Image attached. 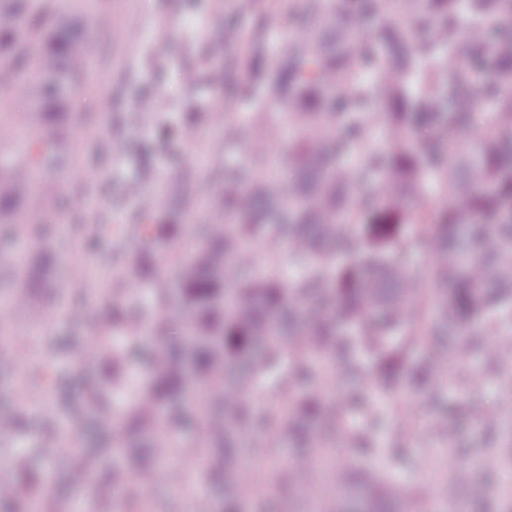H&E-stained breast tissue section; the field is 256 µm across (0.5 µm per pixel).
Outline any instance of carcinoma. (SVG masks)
<instances>
[{
	"label": "carcinoma",
	"mask_w": 512,
	"mask_h": 512,
	"mask_svg": "<svg viewBox=\"0 0 512 512\" xmlns=\"http://www.w3.org/2000/svg\"><path fill=\"white\" fill-rule=\"evenodd\" d=\"M312 22L284 40L269 61L260 33L251 40L248 79L238 94L259 92L264 110L286 108L301 136L288 166L263 179L250 168L224 175L222 209L196 227V243L175 246L156 206L141 204L132 231L138 251L112 286V314L96 325L93 348L70 351L84 376L60 378L55 412L102 441L76 458L106 483L89 512H152L130 490L158 474L166 449L188 432L182 454L202 467L176 479L220 481L219 498L199 496L194 512H246V500L275 488L328 491L356 485L358 512H398L387 475L360 456L339 455L318 478L311 460L326 448H375L382 424L367 393L400 397L393 437L421 422L448 437V363L470 397L468 413L505 439L489 467L512 457V405L479 397L488 372L512 368V0H464L470 24L457 23L459 0H299ZM35 0L0 7V49L36 76L35 90L0 67V84L32 103L31 164L0 167V245L49 226L35 173L51 172L69 128L56 122L59 86L85 71V40L63 29L45 35ZM427 35L416 38L413 29ZM494 61V82L474 72ZM373 70L377 80L365 72ZM383 129L388 147H368ZM471 137L478 151L455 155ZM260 244L255 253L250 244ZM39 256L6 273L16 306L52 315L40 296L58 288L57 258L44 239ZM426 261L414 265L409 255ZM166 254L165 270L156 267ZM297 274L289 277L284 266ZM149 295L142 301L137 289ZM141 367L143 399L117 404ZM260 389L262 408L252 399ZM27 418L0 412V434ZM299 449L286 469L253 480L243 455ZM0 494L27 512L34 477L15 462Z\"/></svg>",
	"instance_id": "1"
}]
</instances>
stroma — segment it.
<instances>
[{
  "label": "stroma",
  "instance_id": "35a3bbf8",
  "mask_svg": "<svg viewBox=\"0 0 512 512\" xmlns=\"http://www.w3.org/2000/svg\"><path fill=\"white\" fill-rule=\"evenodd\" d=\"M64 16L47 12L45 30L57 28L58 19L68 27L92 33L88 53L94 61L76 84L64 106V119L73 136L63 163L43 185V199L58 213L59 221L47 240L53 253L85 267L87 283L94 288L98 303L87 306L92 315L103 313L108 290L121 255L112 251L118 235L137 218L140 200L149 193L160 194L163 217L175 224H202L206 208L196 202L198 183L223 184L226 171L255 168L268 174L288 160L291 141L281 136L272 145L268 161L255 163L246 141L224 144L219 130L203 126L193 141L182 139L188 113L212 111L222 102L228 119L244 132H251L255 102L243 100L233 91L234 73L229 62L250 60V37L259 28L269 37H280L302 20H289V0H252L249 8L236 0H224L216 12L213 0H66ZM195 71L203 83L196 89L183 84V71ZM108 73L109 83L96 77ZM178 164L191 176L187 185H165V172ZM106 224L110 233L99 237L96 247L81 245L83 227ZM29 333L25 355L14 358L19 379L25 378L42 356L45 337L66 344L76 335V325L64 314L52 324L29 326L23 312L15 308L0 313V353H10L14 331ZM16 384L0 387V411L10 409L22 395ZM466 393L449 391L448 427L459 447L430 444L426 434L404 442L399 461L389 469L394 485L407 492L402 512H455L464 502L469 512H503L506 498L502 487L512 483V470L482 466L484 434L463 413ZM41 414L30 415L26 430L0 439V466L12 467L18 450L34 456L35 469L55 472L58 463L35 455L43 433ZM467 466L472 476L453 494L420 501L414 491L423 489L431 471L445 472ZM170 467H162L159 480L144 494L155 504V512H186L191 497L184 484L170 482Z\"/></svg>",
  "mask_w": 512,
  "mask_h": 512
}]
</instances>
